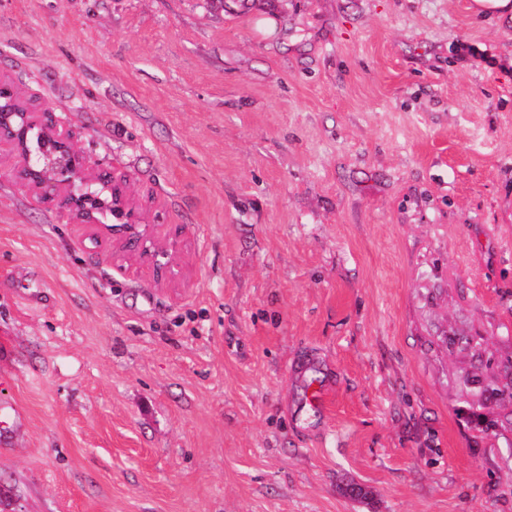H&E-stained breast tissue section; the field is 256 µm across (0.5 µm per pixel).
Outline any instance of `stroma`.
Listing matches in <instances>:
<instances>
[{
    "instance_id": "obj_1",
    "label": "stroma",
    "mask_w": 512,
    "mask_h": 512,
    "mask_svg": "<svg viewBox=\"0 0 512 512\" xmlns=\"http://www.w3.org/2000/svg\"><path fill=\"white\" fill-rule=\"evenodd\" d=\"M468 2L0 0V80L184 247L162 289L0 155V512H512V401L466 421L512 371V28Z\"/></svg>"
}]
</instances>
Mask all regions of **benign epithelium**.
<instances>
[{
    "label": "benign epithelium",
    "mask_w": 512,
    "mask_h": 512,
    "mask_svg": "<svg viewBox=\"0 0 512 512\" xmlns=\"http://www.w3.org/2000/svg\"><path fill=\"white\" fill-rule=\"evenodd\" d=\"M38 131L40 155L32 161L29 136ZM15 159L14 175L33 196L55 199L69 224L89 230L88 240H112V261L122 267L147 262L160 284H174L179 275L181 245L161 239L155 225L142 222L111 172L92 166L77 147V132L56 123L49 110L31 112L22 96L0 83V148ZM116 219L105 224L101 209Z\"/></svg>",
    "instance_id": "benign-epithelium-1"
}]
</instances>
